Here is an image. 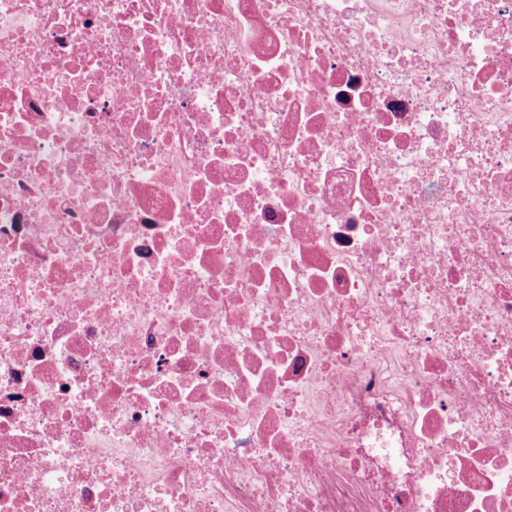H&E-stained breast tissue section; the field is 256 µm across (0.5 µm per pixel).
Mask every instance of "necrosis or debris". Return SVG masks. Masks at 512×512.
Returning a JSON list of instances; mask_svg holds the SVG:
<instances>
[{"label":"necrosis or debris","mask_w":512,"mask_h":512,"mask_svg":"<svg viewBox=\"0 0 512 512\" xmlns=\"http://www.w3.org/2000/svg\"><path fill=\"white\" fill-rule=\"evenodd\" d=\"M0 512H512V0H0Z\"/></svg>","instance_id":"1"}]
</instances>
